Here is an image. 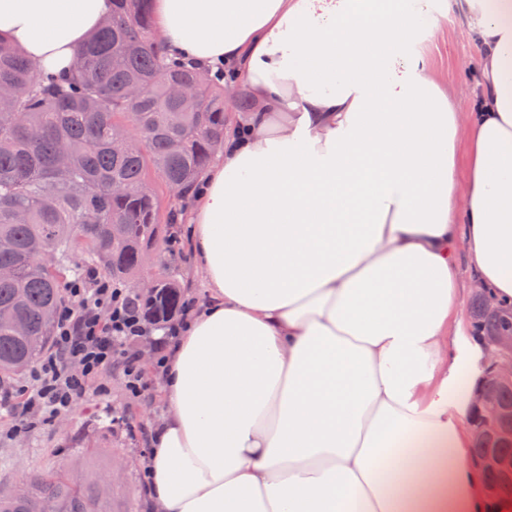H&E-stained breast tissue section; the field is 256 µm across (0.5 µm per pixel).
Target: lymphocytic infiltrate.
Instances as JSON below:
<instances>
[{"label":"lymphocytic infiltrate","mask_w":512,"mask_h":512,"mask_svg":"<svg viewBox=\"0 0 512 512\" xmlns=\"http://www.w3.org/2000/svg\"><path fill=\"white\" fill-rule=\"evenodd\" d=\"M192 309L182 303L163 337L152 338L131 289L113 285L111 278L87 271L71 281L61 306L52 350L34 368L23 400L14 409L11 433H29L70 412L94 384L119 370L132 397H144L148 386L139 368V343L152 339L157 357H164Z\"/></svg>","instance_id":"f902f5d3"}]
</instances>
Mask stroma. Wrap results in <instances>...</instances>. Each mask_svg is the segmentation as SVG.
Wrapping results in <instances>:
<instances>
[{"label":"stroma","mask_w":512,"mask_h":512,"mask_svg":"<svg viewBox=\"0 0 512 512\" xmlns=\"http://www.w3.org/2000/svg\"><path fill=\"white\" fill-rule=\"evenodd\" d=\"M426 50L437 74L458 91H466L475 69L476 49L464 39L455 13L430 23ZM178 243L168 244L166 259L183 294L200 297L192 250L174 226ZM140 365L150 387V400L132 399L122 377L110 375L107 390L90 389L72 411L51 426L29 434L0 438V489L25 481L31 471H86L91 478L112 486V512H147L142 491L148 445L144 434L162 418L164 407L160 373L151 342H143Z\"/></svg>","instance_id":"stroma-1"}]
</instances>
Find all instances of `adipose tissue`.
Wrapping results in <instances>:
<instances>
[{
    "mask_svg": "<svg viewBox=\"0 0 512 512\" xmlns=\"http://www.w3.org/2000/svg\"><path fill=\"white\" fill-rule=\"evenodd\" d=\"M112 7L0 0V36L58 75ZM452 8L463 108L423 50ZM151 10L253 102L185 216L206 298L166 360L151 512H512L472 453L485 352L455 271L512 305V0Z\"/></svg>",
    "mask_w": 512,
    "mask_h": 512,
    "instance_id": "obj_1",
    "label": "adipose tissue"
}]
</instances>
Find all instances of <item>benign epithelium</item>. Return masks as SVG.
<instances>
[{"mask_svg": "<svg viewBox=\"0 0 512 512\" xmlns=\"http://www.w3.org/2000/svg\"><path fill=\"white\" fill-rule=\"evenodd\" d=\"M489 359L482 376L478 402L471 417L474 435L490 437L502 445L512 446V407L501 405L489 385L512 386V333L487 336L481 339ZM478 465L485 471L500 475L498 484L486 483L484 490L488 497L501 493L502 486L512 484V459L504 457L497 448H490Z\"/></svg>", "mask_w": 512, "mask_h": 512, "instance_id": "7a95c632", "label": "benign epithelium"}]
</instances>
